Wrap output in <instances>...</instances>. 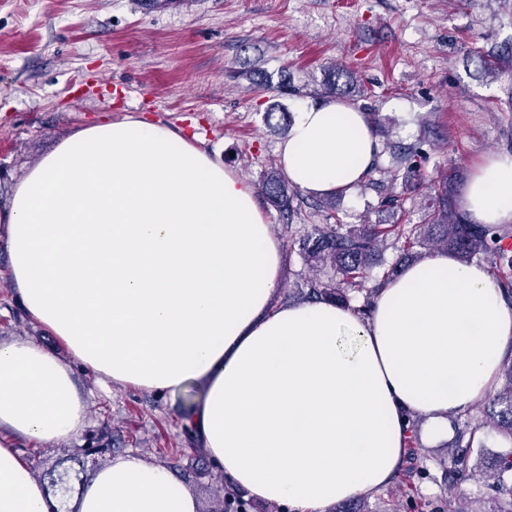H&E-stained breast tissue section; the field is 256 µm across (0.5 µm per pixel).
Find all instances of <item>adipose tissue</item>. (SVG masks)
Instances as JSON below:
<instances>
[{"label": "adipose tissue", "mask_w": 512, "mask_h": 512, "mask_svg": "<svg viewBox=\"0 0 512 512\" xmlns=\"http://www.w3.org/2000/svg\"><path fill=\"white\" fill-rule=\"evenodd\" d=\"M381 149L362 108L301 103L279 162L311 195L350 193ZM458 205L512 224V155L475 166ZM23 312L98 381L202 394L188 416L225 482L288 512L388 487L411 420L446 441L512 353V303L487 269L438 252L367 312L278 307L284 254L250 186L179 129L133 116L80 129L0 206ZM73 364L0 343V512H49L19 441L50 446L86 418ZM79 512H198L166 466L132 452L84 482Z\"/></svg>", "instance_id": "ef3b65f1"}]
</instances>
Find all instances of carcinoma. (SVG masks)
Returning <instances> with one entry per match:
<instances>
[{"mask_svg": "<svg viewBox=\"0 0 512 512\" xmlns=\"http://www.w3.org/2000/svg\"><path fill=\"white\" fill-rule=\"evenodd\" d=\"M397 161L405 165V182L413 185L421 180V151L417 146L392 147ZM465 178L457 170H448L434 187L432 205L423 224H313L302 241L301 254L314 274L296 282V288L309 301H333L348 305L353 298L363 299L362 307L369 306L378 288L397 275L398 266L406 261H417L436 251H446L459 262L468 264L484 259L494 268L512 269V249L502 242L512 236L508 225L470 224L458 208L457 197ZM263 195L291 220L298 213L294 200L297 187L291 186L274 169L262 183ZM395 236L392 248L397 252L395 263L379 279L371 277V270L382 263L380 248ZM329 268L336 277L322 279L319 272ZM501 387L488 396L486 419L469 422L465 430L448 443V453L434 460L448 488L455 489L473 479L468 449L473 447L477 434L488 427L512 442V354L501 365ZM112 452L110 448H87L75 459L78 468L65 465L62 456L38 479L57 505L53 512H79L68 506L75 485L84 483V475L98 466L100 457ZM492 491L489 506L481 512H512V449L498 454L492 461Z\"/></svg>", "mask_w": 512, "mask_h": 512, "instance_id": "cac0c4a2", "label": "carcinoma"}]
</instances>
